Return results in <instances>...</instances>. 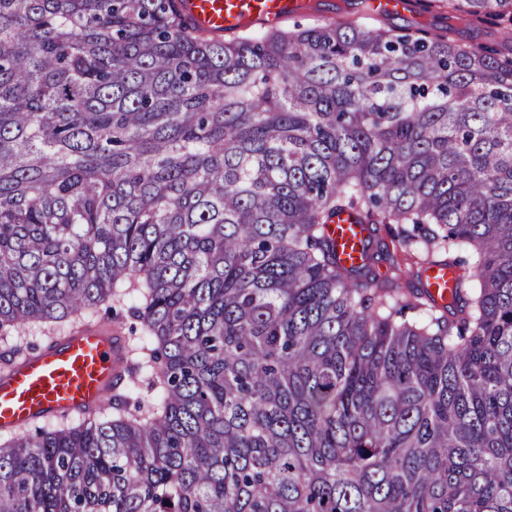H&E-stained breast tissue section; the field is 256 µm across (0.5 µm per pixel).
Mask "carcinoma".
Segmentation results:
<instances>
[{
	"instance_id": "cac0c4a2",
	"label": "carcinoma",
	"mask_w": 512,
	"mask_h": 512,
	"mask_svg": "<svg viewBox=\"0 0 512 512\" xmlns=\"http://www.w3.org/2000/svg\"><path fill=\"white\" fill-rule=\"evenodd\" d=\"M181 2L0 0V336L131 296L156 394L15 429L0 512H512V0H428L495 49ZM307 0H185L187 15L194 23L218 34L232 35L242 26L262 30L277 25L302 12ZM295 22L304 27L317 21L305 17L292 18L285 28H293ZM331 230L341 259L347 264L359 262L362 241L366 236L364 226L356 224V221L345 213L336 217L335 224H331ZM429 290L438 300L448 298V288L452 286L449 280L451 275L448 274L447 268L433 267L427 272Z\"/></svg>"
}]
</instances>
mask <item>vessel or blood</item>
Here are the masks:
<instances>
[{
	"instance_id": "obj_1",
	"label": "vessel or blood",
	"mask_w": 512,
	"mask_h": 512,
	"mask_svg": "<svg viewBox=\"0 0 512 512\" xmlns=\"http://www.w3.org/2000/svg\"><path fill=\"white\" fill-rule=\"evenodd\" d=\"M307 0H185L187 15L201 27L223 35L248 25L261 30L302 12ZM383 14L421 11L420 0H371ZM345 263L360 259L364 226L349 215L331 226ZM124 360L123 337L97 329L62 337L0 376V430L52 416H77L96 408Z\"/></svg>"
}]
</instances>
